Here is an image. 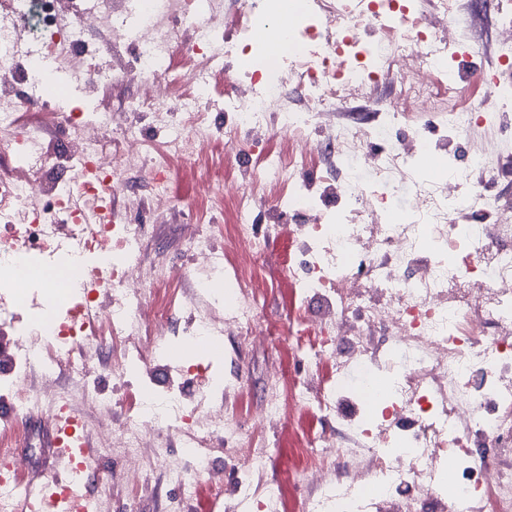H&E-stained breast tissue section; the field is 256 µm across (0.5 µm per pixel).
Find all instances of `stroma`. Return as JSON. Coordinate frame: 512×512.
Wrapping results in <instances>:
<instances>
[{
  "instance_id": "obj_1",
  "label": "stroma",
  "mask_w": 512,
  "mask_h": 512,
  "mask_svg": "<svg viewBox=\"0 0 512 512\" xmlns=\"http://www.w3.org/2000/svg\"><path fill=\"white\" fill-rule=\"evenodd\" d=\"M136 92V84L112 81L90 92L68 91L60 98L59 105L67 111L78 108L93 112L119 106ZM210 157L213 167L208 171L190 160L171 167L167 175L171 208L148 224L140 241L142 264L163 261L178 271L179 276L169 289L170 296L176 300L181 299L187 288V275L194 266L193 259L182 251L183 224L196 222L223 242L233 222L231 208L211 209L198 187L207 176L220 185L234 186L242 170L229 154L224 139H217ZM295 224L292 218L274 224L266 254L255 271L263 297L264 340L244 344L235 337H225L223 355L212 361L217 375L231 389L227 411L247 423L250 441L270 451L267 465L254 474L253 482L258 490L274 491L278 512H304L305 500L313 490L303 479L307 467L303 450L326 427L313 408L297 405L294 400L297 385L307 372L301 364L303 350L318 343L316 332L307 329L299 317L300 288L293 275L299 260ZM272 387L280 395L284 414L274 430L267 432L256 420ZM48 428V423L41 420L27 422L32 442L18 448L17 457L24 461L29 479L52 470L59 473L64 470L45 450ZM100 475L93 492L107 499L110 512H169L179 497L178 490L166 482L160 470L145 460L128 464L118 458L105 459L100 463Z\"/></svg>"
}]
</instances>
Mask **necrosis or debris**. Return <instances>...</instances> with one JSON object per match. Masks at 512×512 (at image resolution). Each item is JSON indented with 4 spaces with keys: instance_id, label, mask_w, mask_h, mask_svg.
<instances>
[{
    "instance_id": "obj_1",
    "label": "necrosis or debris",
    "mask_w": 512,
    "mask_h": 512,
    "mask_svg": "<svg viewBox=\"0 0 512 512\" xmlns=\"http://www.w3.org/2000/svg\"><path fill=\"white\" fill-rule=\"evenodd\" d=\"M9 13L22 23L0 24V135L17 164L0 171V314L38 311L41 292L68 293L38 327L15 329L0 373L12 403L0 458H12L39 415L69 422L74 443L93 439L96 458L152 457L189 496L202 477L223 490L212 459L220 438L239 473L232 500L273 507L274 493L252 481L265 449L241 443L238 422L190 370L164 366L172 335L189 347L262 339L252 271L267 248L256 210L269 191L273 219L301 218V320L321 339L306 359L336 361L334 385L306 377L297 391L331 424L304 451L305 479L319 491L306 512H512V201L494 190L512 171V124L502 120L512 105V0H93L87 10L78 0H10ZM89 21L113 47L133 44L132 61L97 69ZM26 36L35 51L24 63ZM178 52L188 63L173 73L166 64ZM47 57L81 84L128 79L140 93L85 116L19 98L16 85L42 82ZM162 80L182 89L172 104L160 101ZM216 96L223 114L203 118ZM28 106L66 128L62 148L45 146L47 125H18ZM134 112L147 126L131 122ZM271 124L287 151L264 154L232 194L200 184L201 195L231 201L240 261L232 291L215 297L224 252L185 225L195 287L183 301L189 317L176 321L160 295L173 269L133 260L144 226L109 221L110 194L140 206L128 183L136 171L166 210L173 162L202 157L220 132L236 156L250 155ZM482 127L501 143L471 145L458 160L449 142ZM111 131L122 144L109 153ZM402 183L411 192L400 209ZM59 255L74 268L98 264V286L57 278ZM35 365L42 380L26 384ZM131 385L139 403L113 420L119 388ZM28 484L23 471H0V512H107L81 482L26 504Z\"/></svg>"
}]
</instances>
